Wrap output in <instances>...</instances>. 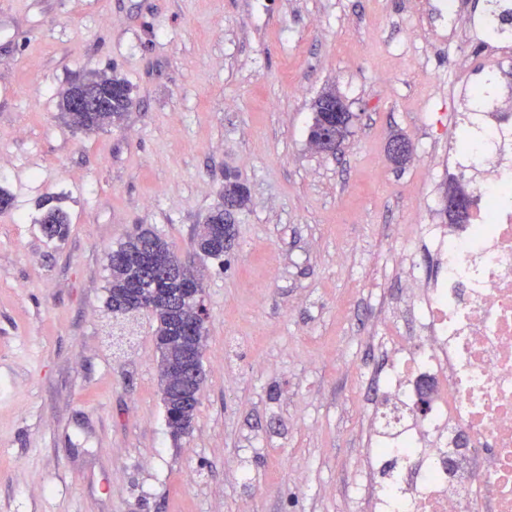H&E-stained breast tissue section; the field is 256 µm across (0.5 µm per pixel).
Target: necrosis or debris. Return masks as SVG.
<instances>
[{"mask_svg":"<svg viewBox=\"0 0 512 512\" xmlns=\"http://www.w3.org/2000/svg\"><path fill=\"white\" fill-rule=\"evenodd\" d=\"M478 134L448 165L472 171L471 218L413 225L443 275L406 272L412 324L384 329L357 481L372 512H512V95L471 116Z\"/></svg>","mask_w":512,"mask_h":512,"instance_id":"1","label":"necrosis or debris"}]
</instances>
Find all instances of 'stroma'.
<instances>
[{
  "mask_svg": "<svg viewBox=\"0 0 512 512\" xmlns=\"http://www.w3.org/2000/svg\"><path fill=\"white\" fill-rule=\"evenodd\" d=\"M436 3L0 0V512H365L348 485L405 224L442 223L449 179L471 184L448 167L456 89L498 67L480 35L456 69ZM92 70L134 105L88 134L57 104ZM329 89L357 115L334 156L308 141ZM229 173L250 201L219 264L195 239ZM49 196L62 242L38 226ZM138 224L193 263L208 312L177 441L149 315L112 344L107 255Z\"/></svg>",
  "mask_w": 512,
  "mask_h": 512,
  "instance_id": "stroma-1",
  "label": "stroma"
}]
</instances>
